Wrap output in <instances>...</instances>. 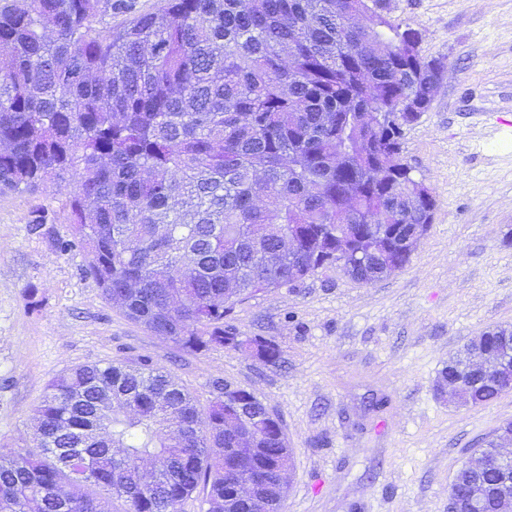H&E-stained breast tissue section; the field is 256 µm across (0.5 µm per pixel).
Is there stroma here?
Wrapping results in <instances>:
<instances>
[{
	"label": "stroma",
	"instance_id": "stroma-1",
	"mask_svg": "<svg viewBox=\"0 0 512 512\" xmlns=\"http://www.w3.org/2000/svg\"><path fill=\"white\" fill-rule=\"evenodd\" d=\"M389 12L444 65L404 136L435 198L409 264L371 284L327 267L239 305V334L275 342L278 364L190 353L112 306L85 252L56 248L65 190L0 187V446L37 449L38 410L66 369L148 356L200 404L225 381L279 418L293 450L281 512H448L456 472L512 422V391L468 408L435 391L472 336L512 326V0H389ZM38 207L52 234L30 232Z\"/></svg>",
	"mask_w": 512,
	"mask_h": 512
}]
</instances>
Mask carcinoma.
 <instances>
[{"label": "carcinoma", "mask_w": 512, "mask_h": 512, "mask_svg": "<svg viewBox=\"0 0 512 512\" xmlns=\"http://www.w3.org/2000/svg\"><path fill=\"white\" fill-rule=\"evenodd\" d=\"M412 39L385 0H160L146 13L134 0H0V186L74 180L72 238L57 248L87 253L109 303L186 352L276 364L277 344L230 324L238 305L333 265L374 283L409 263L432 222L403 135L441 62L407 53ZM373 112L392 119L373 125ZM477 346L500 377L465 373ZM450 368L473 407L509 392L512 326L449 358L441 395ZM281 434L246 390L216 385L203 412L145 358L79 365L49 385L38 451L0 449V512H112L114 499L179 512L200 487L208 512H245L224 485L290 456ZM502 447L496 431L477 452L492 461ZM473 490L480 512H512L509 473L459 476L456 498ZM286 492L259 486L270 512Z\"/></svg>", "instance_id": "cac0c4a2"}]
</instances>
